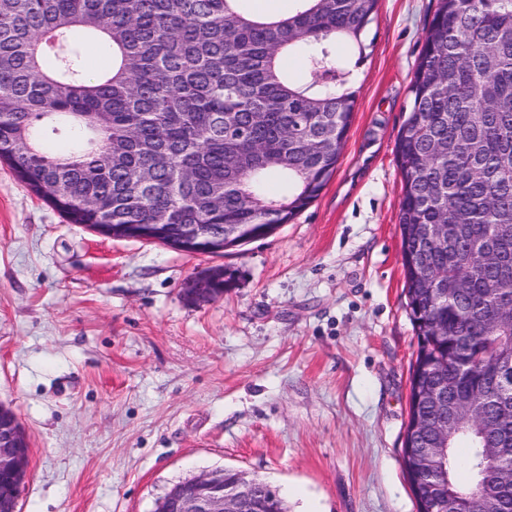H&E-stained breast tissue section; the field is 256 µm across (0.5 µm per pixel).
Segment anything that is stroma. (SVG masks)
<instances>
[{
    "instance_id": "obj_1",
    "label": "stroma",
    "mask_w": 512,
    "mask_h": 512,
    "mask_svg": "<svg viewBox=\"0 0 512 512\" xmlns=\"http://www.w3.org/2000/svg\"><path fill=\"white\" fill-rule=\"evenodd\" d=\"M436 5L380 0L327 185L224 253L67 223L0 163V405L30 442L18 512H152L215 468L266 480L289 512H417L395 143ZM212 267L232 287L190 303Z\"/></svg>"
}]
</instances>
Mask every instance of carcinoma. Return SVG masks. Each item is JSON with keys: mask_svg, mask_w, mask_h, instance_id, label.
I'll return each instance as SVG.
<instances>
[{"mask_svg": "<svg viewBox=\"0 0 512 512\" xmlns=\"http://www.w3.org/2000/svg\"><path fill=\"white\" fill-rule=\"evenodd\" d=\"M378 0H293L266 16L247 0H0V161L70 224L166 225L175 243L264 238L321 193L357 104L343 41L363 59ZM112 51L87 73L82 35ZM308 61L303 79L283 55ZM65 131L58 150L41 140ZM395 158L407 308L418 349L409 394L438 385L489 395L480 424L448 436L422 483L434 512H512V0H437ZM415 224H448L418 242ZM493 254L484 264L472 249ZM462 274L467 287L440 288ZM431 438L433 411H409ZM471 483L463 487L457 471Z\"/></svg>", "mask_w": 512, "mask_h": 512, "instance_id": "cac0c4a2", "label": "carcinoma"}]
</instances>
